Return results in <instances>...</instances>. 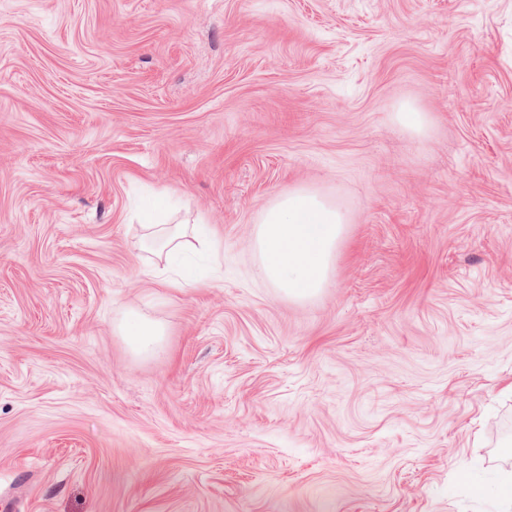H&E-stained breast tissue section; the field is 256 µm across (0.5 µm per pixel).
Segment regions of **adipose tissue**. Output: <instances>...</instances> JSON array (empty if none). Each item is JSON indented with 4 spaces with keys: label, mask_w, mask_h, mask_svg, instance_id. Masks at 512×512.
<instances>
[{
    "label": "adipose tissue",
    "mask_w": 512,
    "mask_h": 512,
    "mask_svg": "<svg viewBox=\"0 0 512 512\" xmlns=\"http://www.w3.org/2000/svg\"><path fill=\"white\" fill-rule=\"evenodd\" d=\"M350 221L347 209L311 187L298 186L278 195L257 219L261 277L291 298L317 296L329 282ZM121 333L137 354L151 357L163 350L165 330L155 321L129 319Z\"/></svg>",
    "instance_id": "adipose-tissue-1"
}]
</instances>
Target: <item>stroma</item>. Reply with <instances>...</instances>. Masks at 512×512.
Segmentation results:
<instances>
[{"instance_id": "obj_1", "label": "stroma", "mask_w": 512, "mask_h": 512, "mask_svg": "<svg viewBox=\"0 0 512 512\" xmlns=\"http://www.w3.org/2000/svg\"><path fill=\"white\" fill-rule=\"evenodd\" d=\"M299 185L353 219L309 301ZM505 430L512 0H0V512H505ZM394 121L418 140L429 138L433 121L426 112H419L411 103L403 102L393 115ZM256 224L260 276L290 298L309 299L327 286L351 216L315 189L297 186L275 197ZM147 223L142 224L146 230L149 231L150 235L156 236L161 240L162 250L165 251V255L167 258H170L171 256L179 253L182 251V249L185 246L186 240H184L187 236H197L199 234H202L207 241L211 242V235L210 230L207 229H201L197 227L196 225H193L192 228H185L180 232L176 233H168L166 231L164 232H158L155 230V228L159 225L158 223H153L152 219H147ZM129 347L139 355L158 356L163 351L164 327L152 320L135 317L121 326Z\"/></svg>"}]
</instances>
